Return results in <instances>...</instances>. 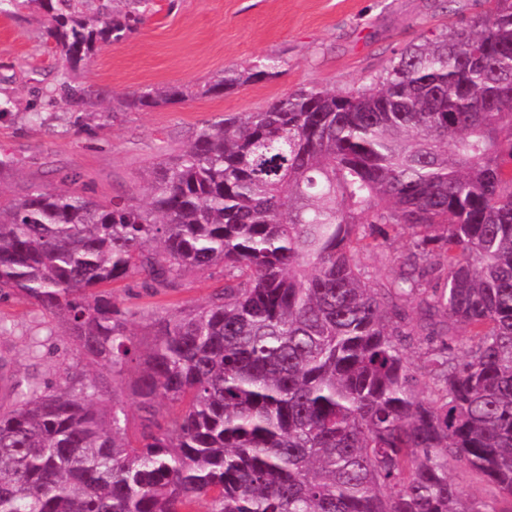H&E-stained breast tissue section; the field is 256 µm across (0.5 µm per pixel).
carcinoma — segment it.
<instances>
[{
  "label": "carcinoma",
  "instance_id": "carcinoma-1",
  "mask_svg": "<svg viewBox=\"0 0 512 512\" xmlns=\"http://www.w3.org/2000/svg\"><path fill=\"white\" fill-rule=\"evenodd\" d=\"M21 1L45 13L61 111L85 104L80 63L148 6L0 11ZM275 75L226 70L206 93ZM186 96L151 88L99 117ZM80 179L0 199V300L55 315L85 361L59 387L13 381L0 512H512V0L355 92L215 118L160 154L143 205L94 200ZM393 236L411 247L378 278L365 258ZM188 272L224 285L156 317L141 350V313L107 287L175 290ZM132 368L134 438L119 399ZM456 465L496 495L464 499Z\"/></svg>",
  "mask_w": 512,
  "mask_h": 512
}]
</instances>
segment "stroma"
<instances>
[{"mask_svg": "<svg viewBox=\"0 0 512 512\" xmlns=\"http://www.w3.org/2000/svg\"><path fill=\"white\" fill-rule=\"evenodd\" d=\"M485 0H151L137 29L101 47L80 71L100 106L149 88H190L192 99L140 112H122L106 125L91 115L45 124L26 113L43 104L59 81L60 63L43 15L22 7L0 14V97L15 106L0 116V154L17 169L0 179V198L29 185L58 187L57 172L81 173L79 190L101 201L142 203L135 186L161 149L188 144L208 121L252 112L294 90L347 92L370 84L406 47L445 33L460 19L483 13ZM276 61L275 77L251 81L221 96L206 94L226 69ZM220 280L185 275L179 288L152 292L126 280L112 294L143 317L135 343L147 347L151 315L204 304ZM10 333L0 336L8 371L38 372L61 384L80 357L54 315L16 298L0 300Z\"/></svg>", "mask_w": 512, "mask_h": 512, "instance_id": "obj_1", "label": "stroma"}]
</instances>
